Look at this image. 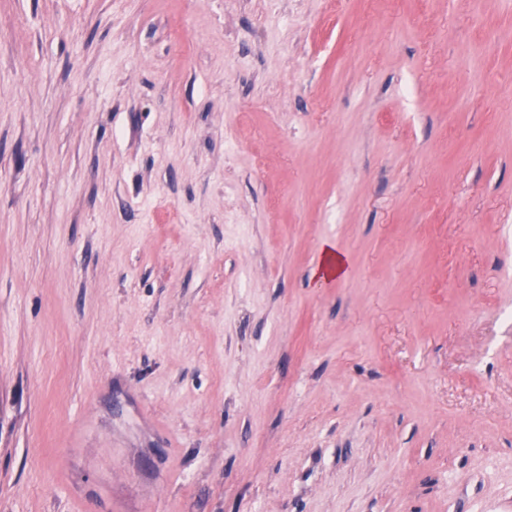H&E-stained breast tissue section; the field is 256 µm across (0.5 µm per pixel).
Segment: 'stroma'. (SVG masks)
I'll return each instance as SVG.
<instances>
[{
  "instance_id": "stroma-1",
  "label": "stroma",
  "mask_w": 512,
  "mask_h": 512,
  "mask_svg": "<svg viewBox=\"0 0 512 512\" xmlns=\"http://www.w3.org/2000/svg\"><path fill=\"white\" fill-rule=\"evenodd\" d=\"M511 309L512 0H0V512H512ZM348 259L336 251V246L331 242H325L322 246V258L312 275L321 280H334L345 277L348 273Z\"/></svg>"
}]
</instances>
